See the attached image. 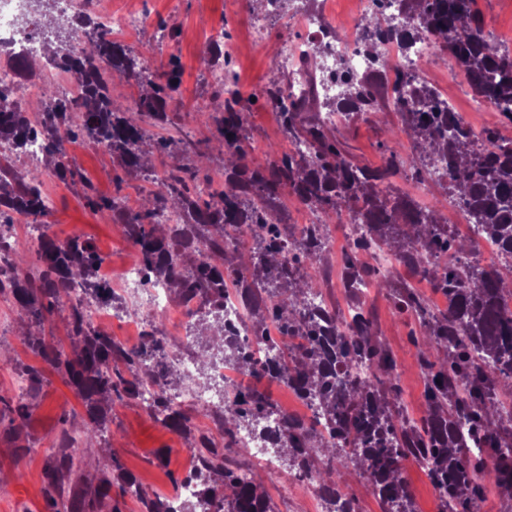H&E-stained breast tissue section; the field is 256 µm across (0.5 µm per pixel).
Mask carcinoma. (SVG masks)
Masks as SVG:
<instances>
[{
  "mask_svg": "<svg viewBox=\"0 0 512 512\" xmlns=\"http://www.w3.org/2000/svg\"><path fill=\"white\" fill-rule=\"evenodd\" d=\"M398 5L413 30L451 37L448 52L468 72L474 93L496 111L512 115V60L501 58L488 42L476 0H398ZM364 32V47L379 66L374 76L382 85L392 84L400 132L413 145V153L404 157L395 151L393 139H387L386 161L378 168L354 164L325 122L303 117L317 106L347 118L376 111L371 85L354 77L343 78L336 97L320 98L314 71L321 47L302 58L309 75L305 93L293 96L284 82L273 80L262 94L279 112L289 144H303L307 153L298 160L285 149H273L265 164L253 166L237 91L224 90L219 114L210 116L215 132L205 147L181 131L154 141L145 121L169 120L182 74L177 57H170L168 67L147 81L146 92L123 106L112 99V80L138 81L146 70L128 46L108 38L92 21L81 38L50 50L65 72L85 87L78 99L51 89L44 94L39 112L47 137L44 159L58 178L73 182L78 176L72 165L59 159L62 131L74 140L104 146L133 173L148 170L149 146L193 155L172 167L135 211L87 185L84 197L91 210L113 213L121 233L137 247L140 262L169 284L173 300L194 319L195 338L220 335L217 353L255 378L244 387L224 388L220 444L208 434H193L187 417L166 396L159 395L153 403L163 423L190 441L196 466L174 483L179 487L187 480L195 482L200 512H271L262 484L224 454L237 445L240 430L276 411L261 387L264 380L283 384L298 398L320 406L321 413L313 418L288 417L287 434L276 448L279 460L300 477L314 473L341 493L344 475L353 468L369 483L384 512H415L402 472L403 462L411 460L427 471L441 500L440 512H475L491 484L512 500V426L501 407L504 384L512 383V318L502 311L503 302L512 297V272L466 260L475 254L477 243L452 239L436 208L417 210L392 184L401 173L424 182L433 166L446 167L452 178L446 193L468 209L479 234L495 239L512 255V139L499 138L491 128L477 132L462 124L420 73L399 70L381 50L392 30L383 28L379 18H366ZM11 95V89L0 87V142L11 147V152L0 154V296L13 301L26 319V347L63 374L84 400L87 420L78 432L62 429L59 445L72 446L79 439L85 450L95 447L102 432L106 412L101 402L136 399L145 385L158 376L170 379L177 369L163 338L162 319L148 325L135 349L94 326L92 307L105 294L95 278L103 259L88 243L78 237L57 242L46 236L36 262L27 260L11 233L10 213L39 223L45 208L40 172L16 165L15 155L27 146L33 129L26 113L4 105ZM213 147L224 153V185L204 195L198 190L199 174ZM286 194L313 212L352 213L354 223L364 229L356 251L366 254L388 247L397 253L398 264L452 298L450 310L435 309L411 285L397 283L394 272L380 274L350 256L342 259L340 285L349 295H355V285L362 280L387 288L398 308L416 316L423 328L420 337L410 333L425 379L427 410L421 418L409 417L400 407L397 358L372 334V316L364 305H357L348 335L336 331V309L308 307L324 259L327 225H308L299 246L301 260L285 259L288 225L268 223V212L282 210ZM359 200L363 207L356 209ZM169 209L182 211L186 222L162 223L160 215ZM244 227L255 243L247 263L239 260L236 244ZM72 281L85 284L84 299H67ZM230 286L254 325L269 321L277 331L261 337L257 352H243L226 334L222 309ZM59 305L68 309V351L48 343L42 333ZM296 334L307 337L304 352L289 360L272 353L278 338ZM354 360L367 364L371 375L340 385L338 368ZM22 377L29 393L40 391L41 369L27 365ZM11 401L1 390L0 404L15 414L10 426L17 432L16 421L24 419L26 405L14 407ZM345 445L353 449L351 454L341 453ZM320 461L325 462L322 472L316 470ZM78 471L74 455L60 456L46 472L48 488H62ZM116 475L122 478L123 491L137 486L114 460L100 474L103 497H109ZM50 501L51 512L84 509L77 499L52 496Z\"/></svg>",
  "mask_w": 512,
  "mask_h": 512,
  "instance_id": "1",
  "label": "carcinoma"
}]
</instances>
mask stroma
<instances>
[{
  "label": "stroma",
  "instance_id": "1",
  "mask_svg": "<svg viewBox=\"0 0 512 512\" xmlns=\"http://www.w3.org/2000/svg\"><path fill=\"white\" fill-rule=\"evenodd\" d=\"M137 5L146 17L145 26L133 41L136 56L152 70L165 67L170 56L182 64V84L171 105V118L197 140L210 138L213 130L208 118L221 102L215 85L205 77L202 58L208 46L210 28L229 25L235 42L233 73L240 84L246 112L247 132L255 147L252 162L266 159L271 145H286L281 119L274 109L257 102L262 89L278 74L272 61L282 40L303 39L300 11L268 18L272 38L262 46L252 39L251 10L238 0H107L112 11ZM427 81L450 100L456 111L464 113L476 130L493 128L501 138H512V126L490 107H477L472 89L452 58L436 57L426 71ZM401 122L393 108L371 116L358 115L332 125L331 130L354 162L369 168L382 166L381 144ZM75 163L82 182L54 180L45 189L54 198L48 216V234L58 241L78 236L89 242L111 267L120 273L133 259L130 242L116 226L111 212L87 207L83 185L91 183L98 194H122L126 199L143 201L150 185L141 174L127 173L110 155L101 153L86 141L75 144ZM367 304L376 317L375 332L396 356L399 364L400 402L412 418L426 412L423 397L424 377L417 364V350L409 341L413 327L410 317L399 312L388 291L371 290ZM18 308L0 297V388L11 391L25 365L40 364L21 339ZM28 416L19 435L0 428V512H47L44 473L61 455L58 435L61 429L80 430L86 417L85 403L62 374L45 368L43 386L36 396L25 397ZM102 448L111 449L126 472L134 475L140 497L111 492L112 504L120 512H143L141 497L170 496L176 491L171 474L189 470V444L170 431L146 405L137 400L114 401L107 412ZM262 475L272 512H314L308 490L301 485L286 487L290 472L281 477Z\"/></svg>",
  "mask_w": 512,
  "mask_h": 512
}]
</instances>
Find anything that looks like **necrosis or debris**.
I'll return each instance as SVG.
<instances>
[{
	"label": "necrosis or debris",
	"mask_w": 512,
	"mask_h": 512,
	"mask_svg": "<svg viewBox=\"0 0 512 512\" xmlns=\"http://www.w3.org/2000/svg\"><path fill=\"white\" fill-rule=\"evenodd\" d=\"M24 0H0V87L14 90L13 101L20 111H28L33 99L42 95V85L60 70L59 64L45 55L37 32L18 22ZM59 8L69 18L73 30H81L87 19L99 18L108 32H130L142 26L145 18L136 12L123 11L98 14L96 0H59ZM305 38L300 44L283 43L276 62L290 78V89L299 93L306 88V75L301 68V56L313 45H321L324 54L319 63L317 88L321 95L336 96L339 83L337 71L361 75L373 68V61L364 49V31L361 22H354L344 40H335L322 16L304 14ZM446 50L445 40L435 33L425 31L414 35L410 46H403L392 38L383 51L403 71L421 72L433 59ZM39 60L37 76L20 81L18 67L29 60ZM98 279L107 290L104 300L92 310V318L103 331H111L119 312L116 300L134 303L141 312L142 323H149L158 312L171 309L173 300L166 285L156 281L140 262H133L120 279L99 273ZM165 338L175 354L177 371L184 382L181 388H163L161 382L146 385L140 394L142 401L151 402L160 391H167L174 403L186 402L205 415L216 414L224 406V388L233 384L245 385L247 377L236 366L221 360L208 368L207 381L198 379V362L189 351L195 345L191 318H184L179 333H166ZM285 413H278L260 422L257 428L239 433L237 441L250 448L256 460L263 462L269 471L279 467L272 448L277 437L284 434Z\"/></svg>",
	"instance_id": "1"
}]
</instances>
